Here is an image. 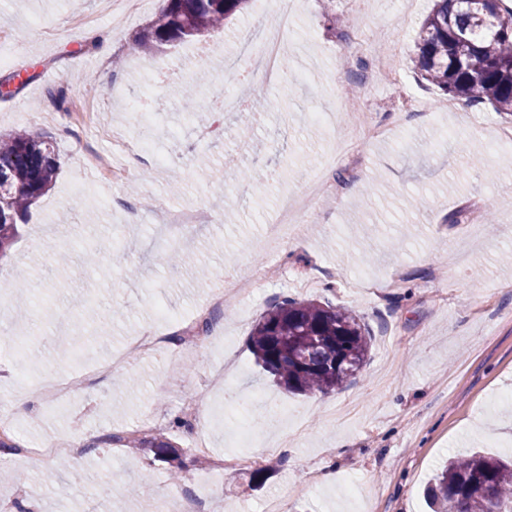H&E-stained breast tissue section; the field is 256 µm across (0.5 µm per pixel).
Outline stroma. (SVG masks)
Instances as JSON below:
<instances>
[{
    "label": "stroma",
    "mask_w": 512,
    "mask_h": 512,
    "mask_svg": "<svg viewBox=\"0 0 512 512\" xmlns=\"http://www.w3.org/2000/svg\"><path fill=\"white\" fill-rule=\"evenodd\" d=\"M146 0L136 16L111 24L114 53L102 59L75 17L96 14L100 0H0V30L13 36L22 76L0 68V134L20 129L43 136L61 161L52 189L33 204L20 235L0 260V420L27 445L68 433L88 443L79 463L52 475V463L0 451V506L21 499L46 512H90L114 474L137 482L113 485L112 512H161L179 490L204 489L207 512H430L425 487L448 456L512 455V141L495 142L512 117L490 106L464 105L432 116L415 111L399 121L396 103L410 93L428 105L445 100L410 64L414 39L434 0H335L336 29L360 31L366 42L395 45L377 83L349 93L366 60L346 66L348 49L328 31L321 0H296V31L281 46L293 95L264 86L249 112H217L208 124L180 114L130 116L126 99L168 98L178 82H198L209 95L233 92L224 52L239 29L263 18V0L212 37L209 48L184 45L134 66L132 37L158 14ZM171 79L153 83V69ZM124 86L123 94L89 99L87 77ZM91 102L100 122L150 136L171 166L143 162L137 189L113 187L85 167L90 150L107 143L62 126L53 98ZM387 133L358 144L365 192L351 195L343 165L328 176L334 195L317 204L298 245L275 253L260 247L279 201L293 193L334 144L362 118ZM248 166L260 190L239 189L233 169ZM182 184L170 193L167 177ZM212 201L222 220L185 242L156 229L173 207ZM490 205L495 233L472 240L467 215ZM459 222H450L452 214ZM193 255L208 266L174 272L160 253ZM253 278V292L213 311L198 325L194 356L176 361L181 322L224 273ZM316 299L351 311L370 336L356 378L335 391L293 396L258 365L250 335L260 316L284 297ZM176 312L162 327V351L129 357L127 341L155 323L156 307ZM123 362L94 384L75 385L59 408L45 399L20 413L17 378L28 392L50 374L72 380L91 367ZM137 389H130V381ZM200 409L186 419L185 399ZM161 423L186 464L173 483L168 464L144 448L122 445L139 426ZM206 431L211 455L230 458L223 480L195 465L191 439ZM338 480H316L325 464Z\"/></svg>",
    "instance_id": "obj_1"
}]
</instances>
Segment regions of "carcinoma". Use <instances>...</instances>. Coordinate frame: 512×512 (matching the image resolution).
<instances>
[{"label": "carcinoma", "instance_id": "carcinoma-1", "mask_svg": "<svg viewBox=\"0 0 512 512\" xmlns=\"http://www.w3.org/2000/svg\"><path fill=\"white\" fill-rule=\"evenodd\" d=\"M250 0H164L159 14L129 43L154 57L224 30ZM412 62L448 98L490 105L512 116V8L501 0H439L423 20ZM182 111L214 109L196 85L181 88ZM61 163L51 144L28 131L0 136V257L32 204L53 186ZM256 363L289 393L341 387L361 369L369 339L351 312L286 297L267 310L250 337ZM154 460H179L170 442L152 438ZM433 512H512V460L478 453L448 458L427 489Z\"/></svg>", "mask_w": 512, "mask_h": 512}]
</instances>
